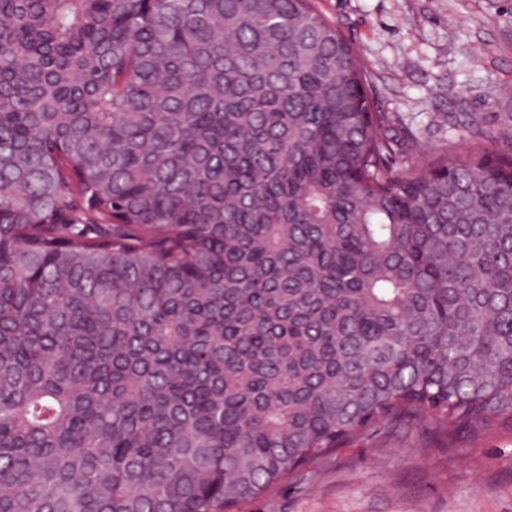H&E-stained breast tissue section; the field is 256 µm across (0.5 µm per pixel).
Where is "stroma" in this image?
Masks as SVG:
<instances>
[{"label": "stroma", "instance_id": "stroma-1", "mask_svg": "<svg viewBox=\"0 0 512 512\" xmlns=\"http://www.w3.org/2000/svg\"><path fill=\"white\" fill-rule=\"evenodd\" d=\"M356 47L379 110L427 151L512 126V0H313ZM230 512H512V427L437 448L366 436Z\"/></svg>", "mask_w": 512, "mask_h": 512}]
</instances>
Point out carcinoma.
Here are the masks:
<instances>
[{
  "instance_id": "obj_1",
  "label": "carcinoma",
  "mask_w": 512,
  "mask_h": 512,
  "mask_svg": "<svg viewBox=\"0 0 512 512\" xmlns=\"http://www.w3.org/2000/svg\"><path fill=\"white\" fill-rule=\"evenodd\" d=\"M395 120L311 0H0V512L512 425V129Z\"/></svg>"
}]
</instances>
